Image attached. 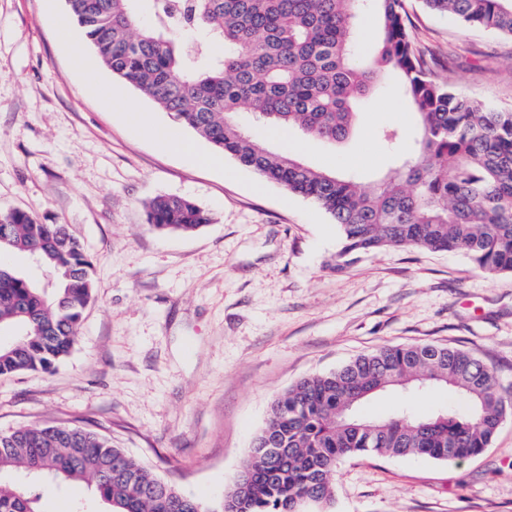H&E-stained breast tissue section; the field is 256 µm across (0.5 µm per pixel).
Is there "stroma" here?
I'll return each instance as SVG.
<instances>
[{"label":"stroma","mask_w":512,"mask_h":512,"mask_svg":"<svg viewBox=\"0 0 512 512\" xmlns=\"http://www.w3.org/2000/svg\"><path fill=\"white\" fill-rule=\"evenodd\" d=\"M64 0H0V211L66 224L94 266V299L77 343L50 371L0 376V433L75 424L106 435L185 495L220 502L272 400L303 377L374 348L431 343L496 367L512 400V273L489 275L459 252L388 249L336 270L340 232L307 199L231 157L203 164L151 134L172 117L99 69L78 28L60 38ZM405 24L436 81L512 108V38L466 27L406 0ZM240 123L311 167L375 181L393 166L384 128L415 135L401 89L378 86L354 132L317 143ZM195 200L211 221L160 232L145 205ZM426 415L466 400L445 388L381 394ZM41 512H104L82 481L59 485ZM331 512H512V412L490 448L461 461L367 454L344 460Z\"/></svg>","instance_id":"1"}]
</instances>
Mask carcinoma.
<instances>
[{
	"mask_svg": "<svg viewBox=\"0 0 512 512\" xmlns=\"http://www.w3.org/2000/svg\"><path fill=\"white\" fill-rule=\"evenodd\" d=\"M512 37V0H422ZM98 62L171 114L215 151L310 200L339 227L336 269L391 248L456 251L489 275L512 272V111L471 99L426 69L404 22L405 0H65ZM146 8L150 22L141 24ZM373 11L380 37L357 59L353 34ZM202 29L207 38L172 33ZM395 80L420 140L372 187L275 152L236 120L296 129L341 142L383 80ZM210 214L186 197L147 206L156 230L192 233ZM38 258L40 283L0 266V375L49 370L71 352L93 294L92 263L65 224L19 209L0 212V252ZM446 386L465 395L462 413L416 417L398 408L358 414L370 396L397 387ZM507 412L493 366L434 344L381 347L341 368L305 377L271 403L242 471L217 505L186 496L98 433L32 425L0 434V512H39L38 497L12 478L20 470L55 485L95 486L107 512H309L333 500L338 464L368 453L464 460L489 447Z\"/></svg>",
	"mask_w": 512,
	"mask_h": 512,
	"instance_id": "cac0c4a2",
	"label": "carcinoma"
}]
</instances>
